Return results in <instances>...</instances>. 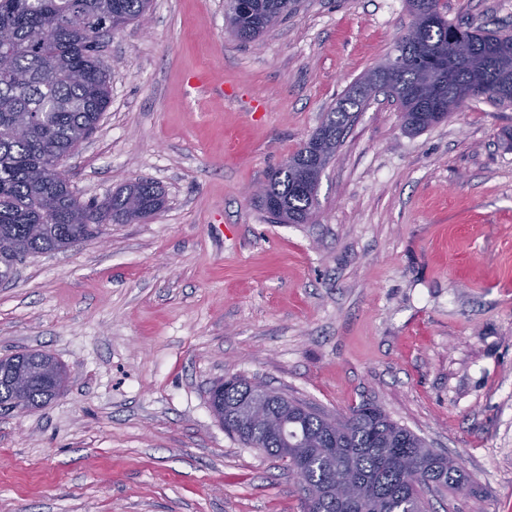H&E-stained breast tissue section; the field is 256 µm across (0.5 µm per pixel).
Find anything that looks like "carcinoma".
I'll return each instance as SVG.
<instances>
[{
    "mask_svg": "<svg viewBox=\"0 0 512 512\" xmlns=\"http://www.w3.org/2000/svg\"><path fill=\"white\" fill-rule=\"evenodd\" d=\"M150 0H0V281L11 279L29 256L59 250L103 233L106 224L140 220L132 202L149 209L164 200L154 182L138 180L117 188L102 202L86 203L71 191L53 163L74 152L100 122L110 104L108 76L99 59L103 41L140 20ZM291 0H253L251 11L227 10L235 37L259 39L288 15ZM412 24L423 26L421 49L407 52L408 67L381 79L411 132L448 119L470 99L512 106V32L450 22L440 0H408ZM427 71L436 85L423 97L401 90ZM371 97L361 80L326 113L309 143L270 172L263 194L280 203L281 222L304 224L318 206V183L304 176L321 166L317 142L336 150L353 114ZM55 362L43 352L0 359L7 371L34 359ZM247 379L233 378L210 390V407L232 408L243 398ZM57 390L35 379L17 397L9 379L0 381V411L42 407ZM224 432L264 454L284 460L286 441H312L306 482L317 490L349 480L365 491L368 504L343 506L328 498L304 497V512H426L429 497L469 489L459 461L429 448L393 422L381 406L363 402L334 417L318 411L288 425V437L257 426L242 434Z\"/></svg>",
    "mask_w": 512,
    "mask_h": 512,
    "instance_id": "1",
    "label": "carcinoma"
}]
</instances>
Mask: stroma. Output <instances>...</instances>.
Segmentation results:
<instances>
[{"label": "stroma", "mask_w": 512, "mask_h": 512, "mask_svg": "<svg viewBox=\"0 0 512 512\" xmlns=\"http://www.w3.org/2000/svg\"><path fill=\"white\" fill-rule=\"evenodd\" d=\"M441 6L512 32V0ZM224 9L152 0L101 51L110 104L63 162L70 187L100 201L147 179L166 204L0 282V356L46 351L68 373L48 405L0 414V512H303L283 463L215 419L208 390L232 376L331 415L378 403L462 463L484 512H512V108L474 99L413 133L377 97L308 223H273L249 189L411 16L406 0H295L245 45Z\"/></svg>", "instance_id": "1"}]
</instances>
